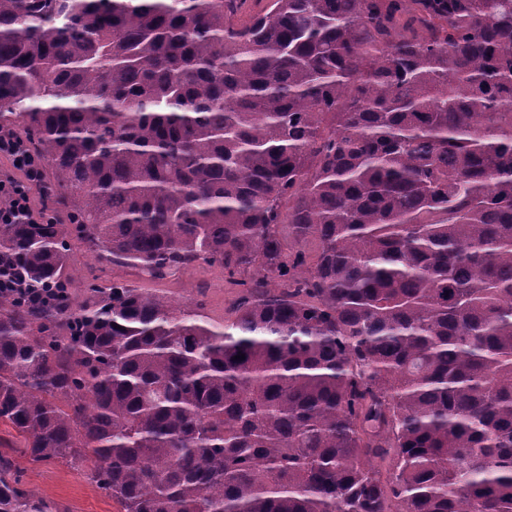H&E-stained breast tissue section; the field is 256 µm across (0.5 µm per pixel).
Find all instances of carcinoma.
<instances>
[{
  "label": "carcinoma",
  "mask_w": 512,
  "mask_h": 512,
  "mask_svg": "<svg viewBox=\"0 0 512 512\" xmlns=\"http://www.w3.org/2000/svg\"><path fill=\"white\" fill-rule=\"evenodd\" d=\"M244 3L0 0V132L65 208L0 224L44 289L0 295V426L119 512H512V0ZM72 237L217 263L235 317L80 303ZM0 512H59L1 449Z\"/></svg>",
  "instance_id": "carcinoma-1"
}]
</instances>
